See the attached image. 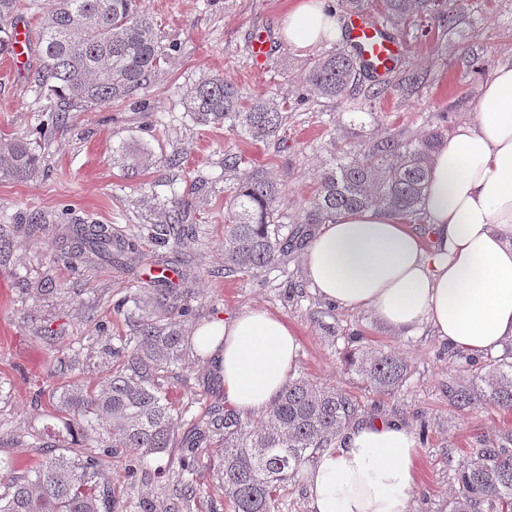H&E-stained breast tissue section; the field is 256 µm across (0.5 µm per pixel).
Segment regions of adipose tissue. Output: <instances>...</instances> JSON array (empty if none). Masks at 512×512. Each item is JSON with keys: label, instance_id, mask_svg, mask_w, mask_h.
Segmentation results:
<instances>
[{"label": "adipose tissue", "instance_id": "adipose-tissue-1", "mask_svg": "<svg viewBox=\"0 0 512 512\" xmlns=\"http://www.w3.org/2000/svg\"><path fill=\"white\" fill-rule=\"evenodd\" d=\"M339 31L335 0H294L283 34L299 49ZM471 121L431 160L419 230L359 211L323 225L307 247V279L324 300L369 310L404 331L424 324L449 347L481 359L512 339V62L482 86ZM227 399L266 411L292 374L298 337L283 319L249 309L200 326ZM418 442L401 421L363 418L306 470L311 512H411Z\"/></svg>", "mask_w": 512, "mask_h": 512}]
</instances>
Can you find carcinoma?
<instances>
[{
	"label": "carcinoma",
	"mask_w": 512,
	"mask_h": 512,
	"mask_svg": "<svg viewBox=\"0 0 512 512\" xmlns=\"http://www.w3.org/2000/svg\"><path fill=\"white\" fill-rule=\"evenodd\" d=\"M438 0H338L340 10H377L399 28L418 14L434 11ZM41 51L38 84L60 102L61 114L130 98L147 88L180 52L142 0H55L36 33ZM366 68L351 52L336 48L310 62L300 79L308 95L327 100L346 98L364 79ZM184 108L200 126L229 124L252 142L278 136L287 121L285 102L259 94L242 101L237 85L217 75H204L184 94ZM446 124H431L422 134L402 132L383 136L360 150L343 153L320 174L313 197L301 207L299 227L284 235L286 197L272 171L245 159L224 155V172L240 173L230 192L224 224V273H260L286 262L288 253L308 244L315 226L329 224L344 213L384 210L399 220L418 215L428 185L430 160L448 139ZM182 157L174 152L157 159L148 151L132 155V166L155 164L175 168ZM40 156L24 138L0 148V178L23 180L33 175ZM185 196L172 192L160 204V222L152 236L178 241L196 231L184 223ZM70 246L62 254L71 266L93 258L130 266L139 257L137 241L102 224H70ZM188 291L160 289L153 303L181 307ZM138 348L123 356L112 376L90 390L72 388L59 397L60 409L78 418L89 440L103 449L129 448L140 457L171 447L175 422L168 402L149 383V373L181 356L180 332L154 318L141 316ZM346 363L366 388L391 395L406 382L408 365L395 355L361 345ZM461 376L448 386V401L459 409L489 404L512 410V345L479 363L464 358ZM364 411L356 396L341 386L296 378L286 383L259 424L239 414L215 409L211 419L198 422L187 442V462L195 463V448L217 426L224 449L212 469L224 486L234 512H277L281 485L324 449L334 448L343 430ZM454 494L448 512H512V428L492 441H476L455 468ZM0 512H112V491L104 477V458L69 448L26 470L0 465Z\"/></svg>",
	"instance_id": "cac0c4a2"
}]
</instances>
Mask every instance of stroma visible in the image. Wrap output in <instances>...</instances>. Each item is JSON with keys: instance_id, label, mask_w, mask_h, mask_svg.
<instances>
[{"instance_id": "1", "label": "stroma", "mask_w": 512, "mask_h": 512, "mask_svg": "<svg viewBox=\"0 0 512 512\" xmlns=\"http://www.w3.org/2000/svg\"><path fill=\"white\" fill-rule=\"evenodd\" d=\"M292 0H144L182 51L159 74L144 97L146 109L130 101L72 113L51 135L40 132L52 102L38 92L34 74L37 45H30L16 68L0 71V147L27 138L41 156L38 173L27 180H0V460L24 468L44 455L30 447L31 434H50L56 444L81 449V429L68 426L58 410L62 391L100 383L112 374L101 352L102 336L121 346L136 334L139 313L130 296L149 297L158 284L150 271L159 260L175 263L171 287L191 291L189 316L168 313L184 335L205 322L248 309L281 317L297 333L296 376L323 384L344 383L363 402L366 416L395 418L411 429L427 424L429 437L419 448L418 480L412 512H448L454 470L474 437L494 439L512 426V413L492 406L466 410L448 400L453 375L448 345L425 327L398 333L368 311H346L324 301L310 287L290 286L288 275L303 270L302 252L287 269L261 274L224 272V213L234 174L224 157L244 155L251 164L271 168L288 198L285 225L317 187L335 150H353L384 132L426 125L433 113L447 111L450 125L469 121L472 106L491 71L512 59V0H449L456 14L450 32L432 28L402 34L400 66L376 99L354 113L353 100L300 103L299 74L326 51L344 46L336 38L300 52L281 35ZM270 35L274 46L265 69L251 65L255 36ZM231 79L244 97L260 93L286 100L288 124L279 138L254 143L229 126H196L182 104L186 88L203 73ZM154 156L179 152L181 169L151 166L128 173L126 164L140 150ZM184 192L186 219L196 238L172 247L151 239L154 208L172 191ZM43 220L40 231L27 224ZM62 224H106L135 239L136 268L101 261L75 269L61 257ZM403 357L410 375L402 391L379 397L360 376L343 373L339 361L346 334ZM150 382L169 400L176 421L172 448L137 463L132 450L117 449L106 478L115 512H231L209 460L220 452L213 434L197 450L200 463L184 473L182 444L212 407L224 403V383L214 359L187 351L182 361L154 372ZM192 483L196 496L182 501Z\"/></svg>"}]
</instances>
